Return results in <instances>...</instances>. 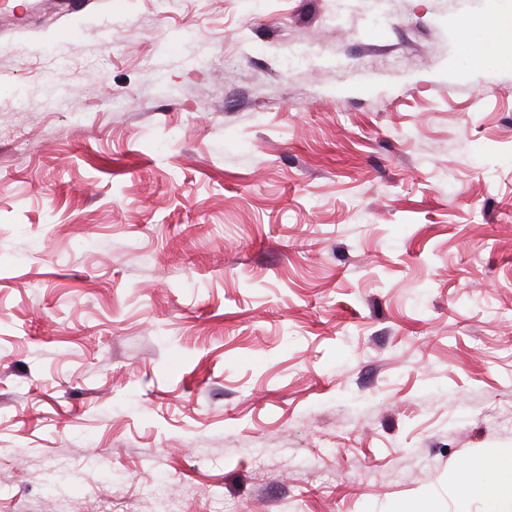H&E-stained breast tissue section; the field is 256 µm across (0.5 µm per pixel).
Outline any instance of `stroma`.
<instances>
[{
    "instance_id": "stroma-1",
    "label": "stroma",
    "mask_w": 512,
    "mask_h": 512,
    "mask_svg": "<svg viewBox=\"0 0 512 512\" xmlns=\"http://www.w3.org/2000/svg\"><path fill=\"white\" fill-rule=\"evenodd\" d=\"M509 16L0 0V512H512ZM481 26L486 36L477 48L476 58L480 61L511 60L512 63V20L504 26L483 21ZM472 471L493 472L499 476L496 486L491 489L488 485L480 482L472 481L468 478L461 480L458 487V495L467 498L471 495H490L491 493L500 494L502 496H512V456L503 457L499 453L494 452L485 455L483 459H478L473 466H468ZM511 473V478L503 480L501 476L505 473Z\"/></svg>"
}]
</instances>
